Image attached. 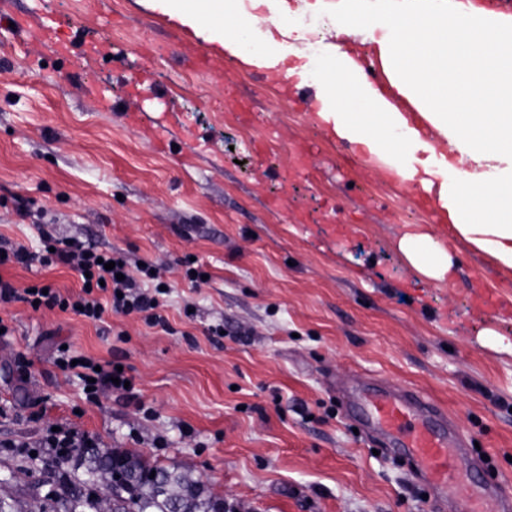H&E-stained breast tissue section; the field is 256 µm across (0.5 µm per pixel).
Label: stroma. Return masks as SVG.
<instances>
[{
	"mask_svg": "<svg viewBox=\"0 0 512 512\" xmlns=\"http://www.w3.org/2000/svg\"><path fill=\"white\" fill-rule=\"evenodd\" d=\"M335 12L291 19L310 64ZM47 24L61 49L37 38ZM320 90L238 68L150 0H0V236L33 251L45 230L90 237L153 263L171 324L112 314L105 336L9 304L0 477L59 426L178 463L255 512H457L358 430L350 398L371 383L440 407L486 460L480 480L512 478V271L315 123ZM415 231L449 252V281L401 252ZM191 258L206 279L186 277ZM62 342L120 361L132 393L86 398L54 364Z\"/></svg>",
	"mask_w": 512,
	"mask_h": 512,
	"instance_id": "1",
	"label": "stroma"
}]
</instances>
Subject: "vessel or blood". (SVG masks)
Here are the masks:
<instances>
[{
	"label": "vessel or blood",
	"instance_id": "vessel-or-blood-1",
	"mask_svg": "<svg viewBox=\"0 0 512 512\" xmlns=\"http://www.w3.org/2000/svg\"><path fill=\"white\" fill-rule=\"evenodd\" d=\"M361 399V421L384 437L388 449L407 458L434 498L452 489L462 499L465 512H483L486 498L494 496L500 512H512V494L500 483L485 485L476 494L454 487L460 442L445 432L447 418L437 405L414 391L393 393L377 387L365 388Z\"/></svg>",
	"mask_w": 512,
	"mask_h": 512
}]
</instances>
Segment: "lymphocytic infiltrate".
Masks as SVG:
<instances>
[{"instance_id": "f902f5d3", "label": "lymphocytic infiltrate", "mask_w": 512, "mask_h": 512, "mask_svg": "<svg viewBox=\"0 0 512 512\" xmlns=\"http://www.w3.org/2000/svg\"><path fill=\"white\" fill-rule=\"evenodd\" d=\"M114 262V269H106V262ZM17 264L24 268H66L80 274V291L74 295L62 294L45 282L19 288L0 276V303L26 304L58 308L61 312L80 315L93 322L103 321L106 313L141 317L152 328L169 330L170 323L160 312L162 283L152 272L151 264L132 267L127 255L119 250L105 248L90 239L59 242L44 238L41 251L33 252L21 244L0 238V267ZM61 370L77 368L81 380H92L93 391L116 390L118 382L127 381L126 371L120 370L115 360H98L79 356L70 360L58 358Z\"/></svg>"}]
</instances>
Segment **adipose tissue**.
I'll list each match as a JSON object with an SVG mask.
<instances>
[{"mask_svg":"<svg viewBox=\"0 0 512 512\" xmlns=\"http://www.w3.org/2000/svg\"><path fill=\"white\" fill-rule=\"evenodd\" d=\"M238 67L277 78H304L289 64L303 29L288 26L294 9L317 0H259L264 17L243 0H151ZM368 29L371 51L391 87L380 95L364 80L350 38L360 0H338L337 36L319 65L322 92L313 113L342 139L360 144L367 162L396 187L433 201L437 223L505 270H512V16L459 0H381ZM400 247L428 277L443 280L451 258L430 235L404 234Z\"/></svg>","mask_w":512,"mask_h":512,"instance_id":"obj_1","label":"adipose tissue"}]
</instances>
